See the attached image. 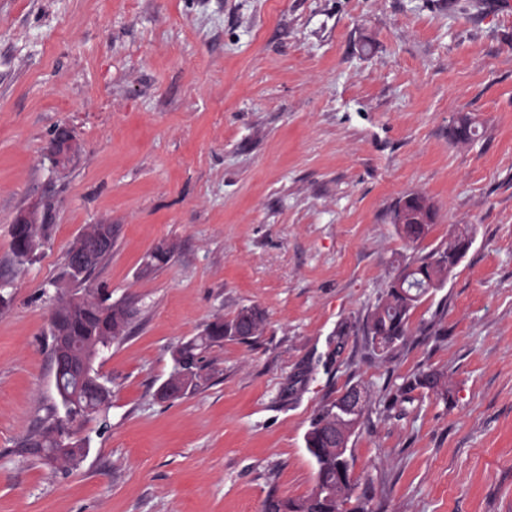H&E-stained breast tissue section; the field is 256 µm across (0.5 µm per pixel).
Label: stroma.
<instances>
[{"label": "stroma", "mask_w": 512, "mask_h": 512, "mask_svg": "<svg viewBox=\"0 0 512 512\" xmlns=\"http://www.w3.org/2000/svg\"><path fill=\"white\" fill-rule=\"evenodd\" d=\"M470 115L477 134L456 141ZM61 124L79 151L49 158ZM435 209L423 241L390 221ZM35 210L46 243L13 265ZM115 224L89 287L138 314L95 360L106 416L68 469L23 442L59 401L47 320L70 243ZM469 225L405 344L336 350L396 274ZM171 260L142 274L147 254ZM0 512H262L315 485L304 436L350 385L347 455L380 512H512V11L484 0H0ZM256 304L262 336L215 350L209 385L162 403L172 354ZM451 403L386 408L420 369ZM33 215L30 212H20L11 225V254L18 265L29 261V255H34L43 245L44 224H31Z\"/></svg>", "instance_id": "obj_1"}]
</instances>
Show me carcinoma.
Returning <instances> with one entry per match:
<instances>
[{
    "instance_id": "carcinoma-1",
    "label": "carcinoma",
    "mask_w": 512,
    "mask_h": 512,
    "mask_svg": "<svg viewBox=\"0 0 512 512\" xmlns=\"http://www.w3.org/2000/svg\"><path fill=\"white\" fill-rule=\"evenodd\" d=\"M457 141H469L476 135L473 121L467 115L458 119L452 132ZM44 225H11V254L18 265L29 261L43 245ZM397 231L407 240H424L431 232L432 225L422 224L409 217L405 223L396 225ZM470 228L458 229L446 247L433 249L427 255L406 263L409 286L414 288L413 297H404L393 285L382 291L364 316L361 324L343 321L336 327V350H341L350 332L361 328L371 354L378 358L388 357L395 348L404 343L412 310L421 299L443 287L455 269L454 258L459 248V238L467 235ZM99 234V225L93 224L69 246L64 267L72 264L74 253L91 243ZM174 253V247L167 246L153 252L145 273L150 274L167 264ZM87 279L63 280L57 285L52 313L59 319L61 331L79 352L78 360L86 364L93 377L98 374L93 362L100 350L111 346L130 325L133 316L128 314L126 305L109 304L100 292L85 287ZM265 312L256 305L243 306L231 317L216 316L203 330L181 342L173 354V361L181 368L192 371L194 382L191 391L205 387L217 372L214 361L207 354L215 347L224 346L226 341L251 343L264 332ZM434 394L445 403L452 402V395L446 387L443 373L434 369H422L405 378L389 394V405L413 403L414 392ZM61 404L71 412L68 419L51 412L47 425L31 434L24 446L43 457L47 463L62 467L79 460L85 453L83 441L72 439L71 423L93 414L106 411L108 404L86 393L85 390L70 389L58 391ZM371 391L362 387L361 404L358 412L350 419L347 434L337 442H329L326 431L338 424L337 404L340 396L328 399L313 418L305 435V444L316 465V482L306 496L299 499L270 497L264 503L263 512H373L369 507L370 498L358 492L359 484L350 480L343 472L352 470L346 457L347 444L356 426L360 423L370 402Z\"/></svg>"
}]
</instances>
